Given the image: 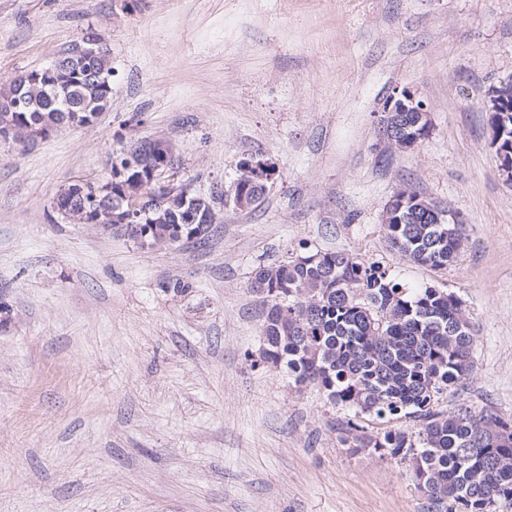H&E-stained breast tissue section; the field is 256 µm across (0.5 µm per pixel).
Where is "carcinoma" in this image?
Segmentation results:
<instances>
[{
  "instance_id": "cac0c4a2",
  "label": "carcinoma",
  "mask_w": 512,
  "mask_h": 512,
  "mask_svg": "<svg viewBox=\"0 0 512 512\" xmlns=\"http://www.w3.org/2000/svg\"><path fill=\"white\" fill-rule=\"evenodd\" d=\"M100 87L64 78L15 86L0 83V98L40 105L38 114L65 123L76 103L92 108ZM397 146L429 136L417 112L392 116ZM383 229L389 247L408 261L432 268L455 262L467 224L452 233L448 215L410 186L393 193ZM181 198L159 222L133 215L106 231L154 250L202 243L211 228L189 237L177 223ZM251 287L266 308L264 363L285 366L296 385H312L346 412L344 442L357 451L407 462L427 512H496L512 501V422L468 405L451 414L435 409L440 395L474 371L475 326L453 292L409 289L378 262L342 252L310 251L253 271ZM408 419L413 428L394 426ZM383 429L366 434L360 420Z\"/></svg>"
}]
</instances>
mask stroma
<instances>
[{"instance_id":"1","label":"stroma","mask_w":512,"mask_h":512,"mask_svg":"<svg viewBox=\"0 0 512 512\" xmlns=\"http://www.w3.org/2000/svg\"><path fill=\"white\" fill-rule=\"evenodd\" d=\"M90 31L112 56L107 110L0 139V512H426L406 465L352 452L343 412L261 361L249 284L307 248L456 293L475 370L438 408L512 419V188L485 110L512 78V0H0V83ZM406 87L431 130L394 151L380 118ZM155 139L223 213L204 243L152 250L55 213ZM258 154L275 183L235 210L224 192ZM406 184L468 225L448 269L385 240Z\"/></svg>"}]
</instances>
